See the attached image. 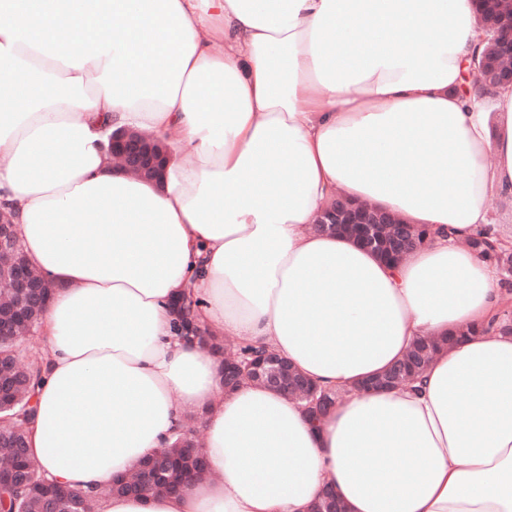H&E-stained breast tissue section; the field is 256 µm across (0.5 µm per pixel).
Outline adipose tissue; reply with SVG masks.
I'll use <instances>...</instances> for the list:
<instances>
[{
  "label": "adipose tissue",
  "instance_id": "ef3b65f1",
  "mask_svg": "<svg viewBox=\"0 0 512 512\" xmlns=\"http://www.w3.org/2000/svg\"><path fill=\"white\" fill-rule=\"evenodd\" d=\"M477 0H0V206L55 291L32 455L95 493L201 412L216 477L101 512H512V287L463 243L512 195V86L464 80ZM166 138L160 182L113 162ZM430 236L398 264L312 224L335 194ZM211 330L346 397L221 384ZM462 330L413 386L352 384ZM195 300L191 295L186 294L185 296L179 297L174 303V310L176 315L181 317L185 324L183 335L198 339L205 347H208L214 354H219L220 351L223 353L222 337L217 336L215 333L210 331L208 328H204L206 335L202 336V327L197 323L195 318Z\"/></svg>",
  "mask_w": 512,
  "mask_h": 512
}]
</instances>
